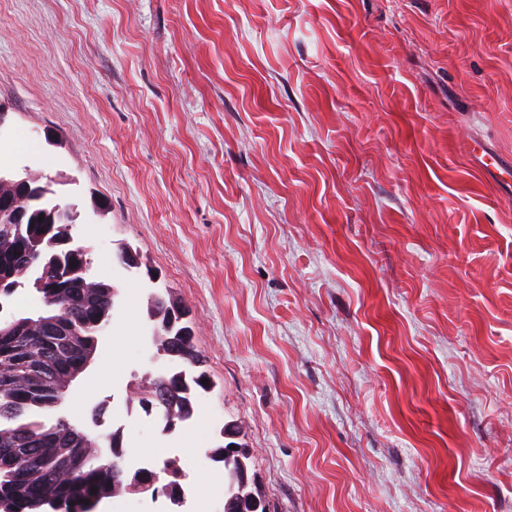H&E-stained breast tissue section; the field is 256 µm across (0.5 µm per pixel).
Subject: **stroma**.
I'll return each mask as SVG.
<instances>
[{
  "instance_id": "1",
  "label": "stroma",
  "mask_w": 512,
  "mask_h": 512,
  "mask_svg": "<svg viewBox=\"0 0 512 512\" xmlns=\"http://www.w3.org/2000/svg\"><path fill=\"white\" fill-rule=\"evenodd\" d=\"M0 104L120 291L58 414L149 469L236 422L268 512H512V0H0ZM152 272L202 432L129 398ZM479 148H474V151H477L478 154L476 157L479 159L480 166L488 172H492L496 174V176L501 180H507L510 182L512 180V164L509 162L505 164L502 159L494 152L489 151L479 143L476 144ZM160 316H153L151 336H156L159 330L157 320ZM157 351L161 355L168 356L171 360L177 361L191 368H197L202 363L194 343L192 329L183 325L182 322H175L169 329H161V334L156 336Z\"/></svg>"
}]
</instances>
